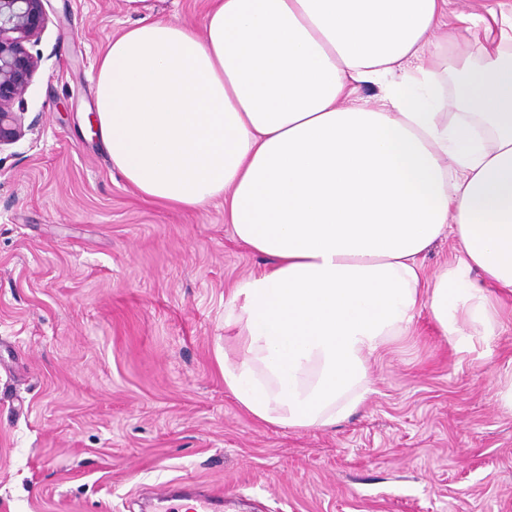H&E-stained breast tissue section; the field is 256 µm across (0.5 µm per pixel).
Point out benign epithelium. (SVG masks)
Segmentation results:
<instances>
[{
    "instance_id": "benign-epithelium-1",
    "label": "benign epithelium",
    "mask_w": 512,
    "mask_h": 512,
    "mask_svg": "<svg viewBox=\"0 0 512 512\" xmlns=\"http://www.w3.org/2000/svg\"><path fill=\"white\" fill-rule=\"evenodd\" d=\"M46 24L44 0H0V147L20 141L34 124H25L26 95L43 56L31 53Z\"/></svg>"
}]
</instances>
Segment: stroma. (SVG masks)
<instances>
[{
    "instance_id": "stroma-1",
    "label": "stroma",
    "mask_w": 512,
    "mask_h": 512,
    "mask_svg": "<svg viewBox=\"0 0 512 512\" xmlns=\"http://www.w3.org/2000/svg\"><path fill=\"white\" fill-rule=\"evenodd\" d=\"M35 129L0 147V512H142L190 479L220 512H512V300L459 350L428 311L368 359L327 428L256 420L224 388V306L267 259L224 204L140 197L92 131L93 77L126 0H46ZM481 31L437 62L444 94Z\"/></svg>"
}]
</instances>
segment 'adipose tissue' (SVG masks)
<instances>
[{
	"instance_id": "adipose-tissue-1",
	"label": "adipose tissue",
	"mask_w": 512,
	"mask_h": 512,
	"mask_svg": "<svg viewBox=\"0 0 512 512\" xmlns=\"http://www.w3.org/2000/svg\"><path fill=\"white\" fill-rule=\"evenodd\" d=\"M94 79L101 142L148 201L224 220L270 267L224 307V387L257 419L329 427L367 400L366 360L428 310L459 348L512 296V39L448 0H213L201 27L149 14ZM482 27L481 66L438 93L427 54ZM380 85L375 108L355 102ZM454 111H447V104ZM455 261L423 273L428 249ZM453 243L450 239H443L435 243L425 254L423 259L424 272L427 277L453 261Z\"/></svg>"
}]
</instances>
